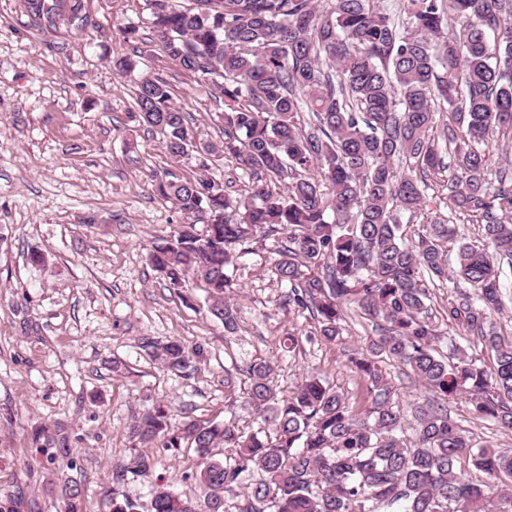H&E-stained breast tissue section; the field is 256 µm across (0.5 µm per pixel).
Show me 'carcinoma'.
I'll list each match as a JSON object with an SVG mask.
<instances>
[{
    "label": "carcinoma",
    "mask_w": 512,
    "mask_h": 512,
    "mask_svg": "<svg viewBox=\"0 0 512 512\" xmlns=\"http://www.w3.org/2000/svg\"><path fill=\"white\" fill-rule=\"evenodd\" d=\"M68 2L76 27L90 26L84 0ZM189 2L146 0L150 25L171 63L224 98V142L192 140L170 82L136 75L137 47L113 62L136 78L128 115L173 159L198 145L201 168L222 153L249 181L233 190L201 175L151 177L186 222L149 260L174 290L202 283L210 313L233 334V268L273 239L280 306L316 322L304 339L288 334L285 351L336 342L350 310L372 324L350 357L364 405L315 374L285 396L266 359H243L224 387L233 397L235 376L247 378L257 429L233 415L173 426L160 406L130 427L144 447L196 449L204 499L166 484L145 504L128 497L124 475L155 466L140 454L112 476V512H512V451L475 443L448 417V400L467 395L475 417L512 431V338L492 322L504 308L503 265L512 268V160L491 154V140L512 141V0ZM23 6L37 30L57 28L58 0ZM432 185L434 215L410 235L403 218L426 209ZM460 222L476 235L460 237ZM437 284L455 289L444 313L466 342L446 353L430 305ZM141 349L171 369L189 360L179 341L144 337ZM390 361L423 389L412 424L386 378ZM214 448L232 453L218 460ZM57 494L79 512V485Z\"/></svg>",
    "instance_id": "1"
}]
</instances>
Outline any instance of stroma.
Here are the masks:
<instances>
[{
  "label": "stroma",
  "mask_w": 512,
  "mask_h": 512,
  "mask_svg": "<svg viewBox=\"0 0 512 512\" xmlns=\"http://www.w3.org/2000/svg\"><path fill=\"white\" fill-rule=\"evenodd\" d=\"M85 8L94 29L41 33L21 0H0V512H65L52 490L64 479L81 487L80 512H111L112 473L139 453L153 457L155 469L128 476L124 494L147 501L161 478L203 499L189 478L200 462L195 450L141 447L131 418L160 403L175 426L220 422L230 409L257 428L251 409L224 393L225 370L245 355L269 360L285 394L310 371L350 400L363 394L349 357L370 327L351 320L336 343L282 350L288 330L306 334L314 323L279 309L270 246L237 263L233 334L210 314L198 283L173 291L151 266L149 253L185 218L154 196L150 177L195 176L196 161L173 163L145 126L130 122L135 84L112 61L140 47L143 72L171 83L197 141H223L224 105L208 81L167 62L144 25V0H85ZM131 22L141 26L136 46L121 35ZM33 253L44 263H31ZM144 336L203 355L172 370L140 348ZM448 414L478 443L512 450V434L474 417L467 399L450 402ZM42 427L53 448H35Z\"/></svg>",
  "instance_id": "35a3bbf8"
}]
</instances>
